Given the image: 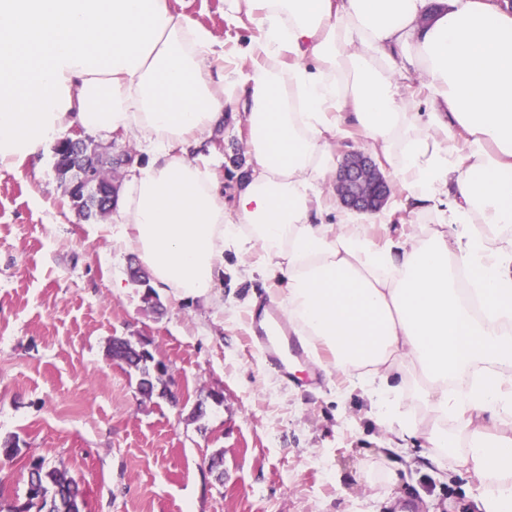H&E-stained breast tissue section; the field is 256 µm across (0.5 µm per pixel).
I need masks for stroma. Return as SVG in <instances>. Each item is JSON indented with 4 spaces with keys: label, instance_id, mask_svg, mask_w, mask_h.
<instances>
[{
    "label": "stroma",
    "instance_id": "obj_1",
    "mask_svg": "<svg viewBox=\"0 0 512 512\" xmlns=\"http://www.w3.org/2000/svg\"><path fill=\"white\" fill-rule=\"evenodd\" d=\"M171 5L230 42L253 31L225 23L224 0ZM244 140L228 120L190 154L226 160ZM54 162L48 152L0 170V438L21 448L0 461V505L22 500L41 459L79 482L86 512H473L461 448L444 469L392 480L361 389L317 363L288 382L266 365L247 317L251 298L270 299L261 277L236 275L232 252L213 303L162 291L159 312L146 310L126 256L70 208ZM115 336L149 340L167 366L152 398L107 358Z\"/></svg>",
    "mask_w": 512,
    "mask_h": 512
}]
</instances>
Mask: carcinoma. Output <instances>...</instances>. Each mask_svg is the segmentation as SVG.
Segmentation results:
<instances>
[{"label": "carcinoma", "mask_w": 512, "mask_h": 512, "mask_svg": "<svg viewBox=\"0 0 512 512\" xmlns=\"http://www.w3.org/2000/svg\"><path fill=\"white\" fill-rule=\"evenodd\" d=\"M132 284L145 288L141 299L151 310L159 307L158 297L153 288L141 277L133 274ZM127 367L138 376V386L153 396L161 375L152 354L137 355L129 360ZM85 494L79 484L68 473L57 467H47L42 462L29 467L25 501L13 507L11 512H84Z\"/></svg>", "instance_id": "cac0c4a2"}]
</instances>
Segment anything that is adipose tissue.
Segmentation results:
<instances>
[{
	"instance_id": "adipose-tissue-1",
	"label": "adipose tissue",
	"mask_w": 512,
	"mask_h": 512,
	"mask_svg": "<svg viewBox=\"0 0 512 512\" xmlns=\"http://www.w3.org/2000/svg\"><path fill=\"white\" fill-rule=\"evenodd\" d=\"M243 45L169 0H0V169L63 132L135 142L107 229L154 287L212 302L224 252L259 258L289 327L367 394L392 450L448 447L512 512V13L493 0H224ZM418 81L422 103L404 96ZM246 134L225 203L189 148L225 113ZM359 131L435 229L370 233L336 204L332 143ZM418 378L431 418L399 395Z\"/></svg>"
}]
</instances>
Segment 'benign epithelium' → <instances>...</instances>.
I'll use <instances>...</instances> for the list:
<instances>
[{
	"mask_svg": "<svg viewBox=\"0 0 512 512\" xmlns=\"http://www.w3.org/2000/svg\"><path fill=\"white\" fill-rule=\"evenodd\" d=\"M57 174L63 175L74 169L79 177L67 182V194L74 202V211L83 220L84 212L93 208L98 215L107 217L112 213V203L119 185L117 171L112 164L128 166L134 156L121 152L116 158L102 159L87 151L85 139L74 135L59 140L57 146ZM336 192L342 204L357 213L378 212L385 205L390 188L368 156L361 153L347 155L336 175Z\"/></svg>",
	"mask_w": 512,
	"mask_h": 512,
	"instance_id": "1",
	"label": "benign epithelium"
}]
</instances>
